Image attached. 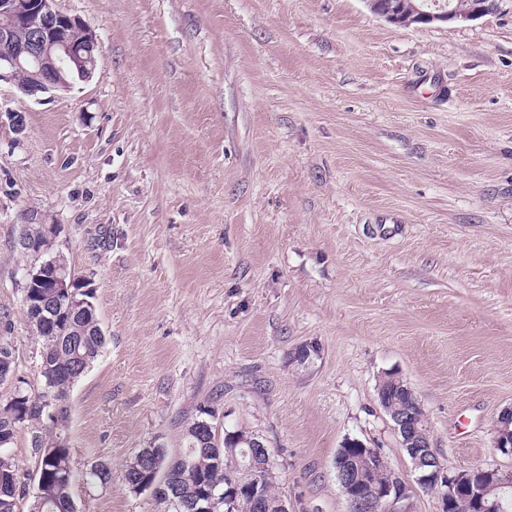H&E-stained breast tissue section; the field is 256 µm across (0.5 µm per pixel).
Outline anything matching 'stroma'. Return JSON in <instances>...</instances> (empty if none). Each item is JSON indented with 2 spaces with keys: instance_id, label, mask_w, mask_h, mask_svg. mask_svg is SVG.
Masks as SVG:
<instances>
[{
  "instance_id": "stroma-1",
  "label": "stroma",
  "mask_w": 512,
  "mask_h": 512,
  "mask_svg": "<svg viewBox=\"0 0 512 512\" xmlns=\"http://www.w3.org/2000/svg\"><path fill=\"white\" fill-rule=\"evenodd\" d=\"M55 6L97 66L67 92L0 85V315L37 389L16 239L59 225L106 336L67 399L78 512H168L121 472L179 455L203 406L272 449L293 512H348V438L443 512L379 403L393 371L448 472L512 471V0L422 29L364 0ZM99 462L111 485L86 482Z\"/></svg>"
}]
</instances>
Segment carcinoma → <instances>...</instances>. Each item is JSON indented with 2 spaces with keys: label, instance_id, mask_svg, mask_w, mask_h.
I'll return each instance as SVG.
<instances>
[{
  "label": "carcinoma",
  "instance_id": "cac0c4a2",
  "mask_svg": "<svg viewBox=\"0 0 512 512\" xmlns=\"http://www.w3.org/2000/svg\"><path fill=\"white\" fill-rule=\"evenodd\" d=\"M25 231L45 256L60 254L57 239L45 233L44 225L28 224ZM50 288H31L29 298L51 304L47 315L51 322L43 326L33 320L34 310H25V317L44 353L39 367V387L36 392L26 388L27 382L17 376L15 354L8 337L0 338V382L16 378L13 394L0 400V512H77L72 494L73 472L70 449L59 445V435L68 423L66 404L70 388L88 371L100 355L106 336L100 323L83 315L75 316L51 298ZM206 409L188 423L186 443H195L183 453L168 457L162 448L156 449L158 467L165 469L163 480L156 481L153 465H146L139 455L125 464L122 480L130 492L144 480L155 483L157 497L178 494L192 503L205 494L222 493L232 478L224 467V450L235 446L233 437L210 442L211 435L193 436L197 422L208 416ZM31 433V447L37 457L35 473L20 471L10 449L19 431ZM475 478L488 483V494L476 504L464 492L455 494L447 512H512V486L493 485L489 473L478 471ZM86 480L107 485L112 482V467L104 462L92 466ZM35 489H30L29 483Z\"/></svg>",
  "mask_w": 512,
  "mask_h": 512
}]
</instances>
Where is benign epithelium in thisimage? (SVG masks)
<instances>
[{"instance_id":"obj_1","label":"benign epithelium","mask_w":512,"mask_h":512,"mask_svg":"<svg viewBox=\"0 0 512 512\" xmlns=\"http://www.w3.org/2000/svg\"><path fill=\"white\" fill-rule=\"evenodd\" d=\"M55 0H0V17L7 24L0 26V41L11 44V51L0 56V83L13 85L23 95L69 90L77 80L92 78L99 51L93 32L76 16H69L54 7ZM370 11L388 23L403 28H427L435 24L466 22L479 19L497 10L498 0H470L467 7L455 5L452 0H418L416 4L399 3L394 6L384 0H366ZM43 283L55 289L54 297L64 300L77 314L90 311L84 294L90 292L89 282L81 280L57 259L42 260L35 256L23 275V286L33 288ZM379 401L394 423L397 432H419L420 417L408 408L393 410L389 395L378 393ZM236 444L244 447L241 454L229 448L225 453L227 467L236 473L224 493L198 498L191 512H220L233 508L243 494L251 501L254 512H291L288 502L281 499L271 503L265 487L273 477L271 454L257 435L238 429ZM412 449L413 469L418 472L417 484L426 489L440 481L449 482L448 494H453L456 482L464 478L458 473L448 481V473L438 463L430 442L416 441ZM434 464L432 474L422 473L425 465ZM342 491L346 494L349 512H414L413 497L401 495L398 486L389 482L371 488L367 494H356L353 487L365 481L362 468L348 464L336 473Z\"/></svg>"}]
</instances>
